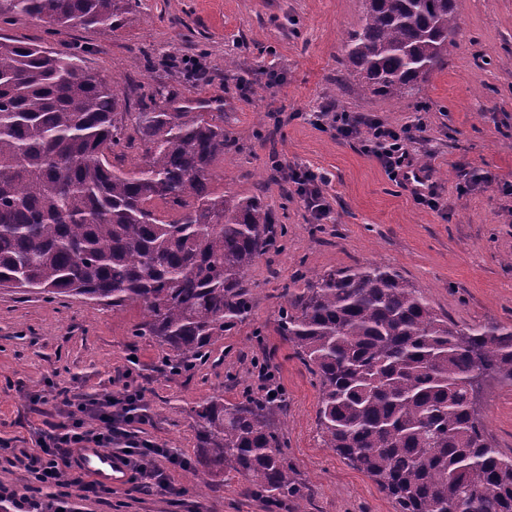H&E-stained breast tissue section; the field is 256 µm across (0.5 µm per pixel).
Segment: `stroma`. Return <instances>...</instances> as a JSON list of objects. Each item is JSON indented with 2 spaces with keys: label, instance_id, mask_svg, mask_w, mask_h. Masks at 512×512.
I'll use <instances>...</instances> for the list:
<instances>
[{
  "label": "stroma",
  "instance_id": "stroma-1",
  "mask_svg": "<svg viewBox=\"0 0 512 512\" xmlns=\"http://www.w3.org/2000/svg\"><path fill=\"white\" fill-rule=\"evenodd\" d=\"M459 30L442 68L411 103L365 93L345 57L362 0H141L118 30L43 23L9 38L78 50L89 69L117 78L133 124L142 93L206 101L234 142L218 162L216 192L259 196L284 238L246 274L250 317L216 345L214 360L168 378L163 349L133 336L140 310L114 311L79 297L46 299L0 291V441L35 448L68 421L67 404L95 407L124 384L140 392L138 438L168 449L178 465L150 494L123 485L112 495L72 486L77 512H267L241 478L204 475L191 489L193 409L223 394L259 393L269 365L287 395L282 451L309 487L305 512H394L378 485L324 448L319 392L308 368L276 332L283 286L304 287L330 269L376 262L422 287L431 306L462 326L512 324V0H455ZM394 125L425 123L415 158L441 207L417 204L360 143L314 125L324 105ZM286 165L326 176L327 216L314 220L288 183ZM489 179L462 193L460 173ZM494 443L512 456V386L486 387L479 406Z\"/></svg>",
  "mask_w": 512,
  "mask_h": 512
}]
</instances>
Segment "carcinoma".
<instances>
[{
    "instance_id": "cac0c4a2",
    "label": "carcinoma",
    "mask_w": 512,
    "mask_h": 512,
    "mask_svg": "<svg viewBox=\"0 0 512 512\" xmlns=\"http://www.w3.org/2000/svg\"><path fill=\"white\" fill-rule=\"evenodd\" d=\"M140 0H0V30L116 29ZM345 53L365 90L407 101L442 66L454 0H363ZM119 81L76 51L0 35V288L140 307L133 335L182 376L252 310L246 272L285 235L257 196L217 193L224 115L143 103L134 134ZM139 162L123 166L133 138ZM161 201L177 211L171 219ZM277 333L315 378L324 447L371 478L394 512H512V457L478 405L512 385V326L461 327L399 272L366 263L283 288ZM285 397L213 394L194 410L196 463L234 473L268 512H303L280 451Z\"/></svg>"
}]
</instances>
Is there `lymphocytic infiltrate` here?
I'll return each mask as SVG.
<instances>
[{
    "mask_svg": "<svg viewBox=\"0 0 512 512\" xmlns=\"http://www.w3.org/2000/svg\"><path fill=\"white\" fill-rule=\"evenodd\" d=\"M318 124L329 125L337 138L360 142L364 150L373 154L391 179L397 180L414 171L411 146L422 131V123L394 125L379 118L358 121L350 113L324 110L318 112ZM285 179L294 185L297 194L317 218H324L327 206L323 195L322 175L307 168L286 170ZM88 411L74 404L68 411L66 425L52 427L45 432L36 452L28 457V469L34 481L42 488L65 487L68 472L79 470V451L87 444L116 445L129 469V480L147 493L165 487V471L158 459L168 458L167 449L138 440L129 426L135 416L130 408L129 396L112 399L110 408L99 410L95 416L96 429L85 426Z\"/></svg>",
    "mask_w": 512,
    "mask_h": 512,
    "instance_id": "lymphocytic-infiltrate-1",
    "label": "lymphocytic infiltrate"
}]
</instances>
